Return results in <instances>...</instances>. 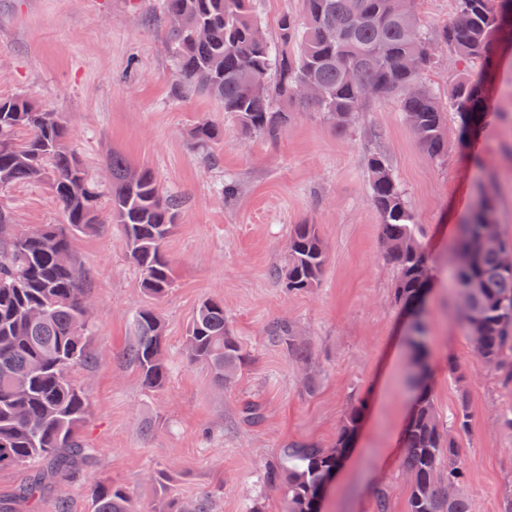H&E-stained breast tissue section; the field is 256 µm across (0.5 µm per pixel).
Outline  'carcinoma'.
Listing matches in <instances>:
<instances>
[{"label":"carcinoma","mask_w":512,"mask_h":512,"mask_svg":"<svg viewBox=\"0 0 512 512\" xmlns=\"http://www.w3.org/2000/svg\"><path fill=\"white\" fill-rule=\"evenodd\" d=\"M254 0H163L165 32L178 70L174 95L193 90L224 104L246 132L275 138L288 125L286 104L297 102L339 128L366 106L361 89L373 86L395 96L399 110L434 158L448 149L446 112L422 83L431 63L426 33L415 11L400 15L395 0H303L299 15L281 19L277 41L262 33ZM454 17L440 29L448 51L463 63L449 100L463 129L480 131L488 113L483 81L495 73L496 55L512 44V0H455ZM369 17L359 23L358 14ZM420 37L406 38L408 27ZM274 75V82L267 80ZM316 83L315 100L298 95ZM24 129V142L14 133ZM219 129H194L200 146L218 139ZM112 178L109 199L130 261L139 269L147 294L159 299L173 283L165 253L182 207L177 196L161 192L148 168H133L120 154L107 160ZM370 199L379 219L385 257L397 272L395 299L412 310L408 343L415 364H424L425 327L421 299L429 282L425 246L415 234L414 215L388 160L368 162ZM50 181L63 224L21 231L0 209V472L37 467L0 512H37L48 486L70 481L93 463L97 449L84 439L88 401L69 372L86 363L91 299L84 267L72 257L75 235L100 223V190L75 147L60 113L35 105L27 95L0 98V189L19 182ZM495 209L486 191L477 196L461 225L453 255L457 311L472 347L476 367L512 384V271L499 250L487 244L484 224ZM327 251L315 224L289 231L286 265L277 278L290 293L320 284ZM135 341L127 358L149 388L170 376L159 316L150 308L134 317ZM185 355L207 367L222 386L234 383L246 354L227 329L224 303L206 299L198 306ZM363 404H351L332 448H288L267 479L284 490L283 512H319L323 484L357 431ZM466 403L453 424L443 422L431 393L414 410L402 440L401 466L409 477L408 512H470L463 490L467 467L460 460L454 432L469 427ZM94 512H132L129 493L117 486L91 487ZM160 512H211L210 501L166 504Z\"/></svg>","instance_id":"obj_1"}]
</instances>
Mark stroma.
<instances>
[{
	"label": "stroma",
	"instance_id": "1",
	"mask_svg": "<svg viewBox=\"0 0 512 512\" xmlns=\"http://www.w3.org/2000/svg\"><path fill=\"white\" fill-rule=\"evenodd\" d=\"M462 69L436 52L422 82L448 104ZM176 71L160 22L159 0H0V98L29 95L63 115L84 163L109 184V154L148 167L184 206L165 245L175 283L163 298L145 294L118 225L77 235L73 249L91 273L89 362L73 374L89 403L83 434L97 448L94 466L57 484L39 505L93 512L90 487L121 486L136 512L169 500L211 501L212 512H282L284 495L266 479L285 448L332 447L354 401L366 405L354 451L322 503V512H374L386 492L388 512H407L408 478L401 442L416 392L406 376L410 319L394 299L396 270L382 256L379 216L369 200L368 156L386 157L431 257L426 298V365L443 419L467 404L470 426L456 439L468 464L464 491L471 512H500L512 486V430L499 411L512 400L497 375L473 369L472 348L453 313L451 248L481 186L496 203L495 222L512 246V48L497 54L486 89L488 124L467 141L456 112L447 114L448 150L431 158L396 99H371L345 129L294 107L278 138L242 132L214 99L175 98ZM222 127L199 147L194 127ZM234 180L225 199L220 188ZM0 206L17 229L59 224L63 216L46 183L0 190ZM314 224L328 264L317 288L291 293L276 271L293 225ZM208 298L223 301L227 326L247 356L234 387L187 363L184 340ZM152 307L163 322L170 378L147 388L124 353L132 319ZM288 324L307 344L297 363L273 329ZM468 366L466 386L448 375L449 360ZM259 404L262 418L240 419Z\"/></svg>",
	"mask_w": 512,
	"mask_h": 512
}]
</instances>
